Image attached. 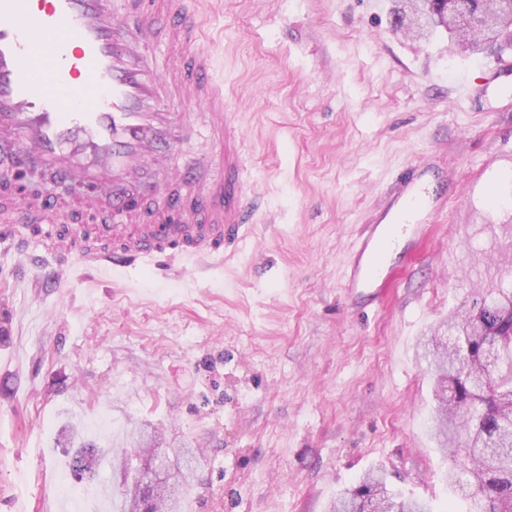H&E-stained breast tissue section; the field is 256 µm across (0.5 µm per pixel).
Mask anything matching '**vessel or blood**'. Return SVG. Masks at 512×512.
<instances>
[{
	"instance_id": "b4317fda",
	"label": "vessel or blood",
	"mask_w": 512,
	"mask_h": 512,
	"mask_svg": "<svg viewBox=\"0 0 512 512\" xmlns=\"http://www.w3.org/2000/svg\"><path fill=\"white\" fill-rule=\"evenodd\" d=\"M199 25L187 0H0V166L86 187L87 210L112 218L66 224L56 198H19L0 208L1 242L26 247L20 230L38 218L39 245L62 267L101 276L149 263L163 276L184 253L214 261L244 239L250 171L212 57L194 47ZM200 128L208 160L178 164ZM436 214L422 175L407 173L351 251L342 287L353 310L381 304L383 251L413 253Z\"/></svg>"
}]
</instances>
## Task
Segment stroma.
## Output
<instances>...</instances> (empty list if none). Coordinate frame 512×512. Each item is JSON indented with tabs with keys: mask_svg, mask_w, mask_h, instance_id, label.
Masks as SVG:
<instances>
[{
	"mask_svg": "<svg viewBox=\"0 0 512 512\" xmlns=\"http://www.w3.org/2000/svg\"><path fill=\"white\" fill-rule=\"evenodd\" d=\"M243 133L257 212L237 250L158 278H49L0 243V512L68 505L67 440L133 427L202 462L181 512H328L372 469L433 512H466L429 433V337L512 289V94L459 99L491 60L394 28L393 0H192ZM447 202L382 308L350 310L349 252L416 166ZM104 458L87 512H122Z\"/></svg>",
	"mask_w": 512,
	"mask_h": 512,
	"instance_id": "obj_1",
	"label": "stroma"
}]
</instances>
